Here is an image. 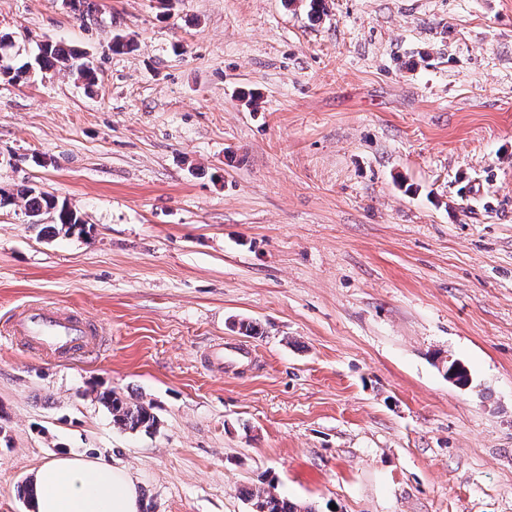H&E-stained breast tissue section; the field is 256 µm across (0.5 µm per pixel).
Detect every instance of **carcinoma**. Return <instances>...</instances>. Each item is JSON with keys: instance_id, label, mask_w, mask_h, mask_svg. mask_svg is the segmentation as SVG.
I'll return each instance as SVG.
<instances>
[{"instance_id": "cac0c4a2", "label": "carcinoma", "mask_w": 512, "mask_h": 512, "mask_svg": "<svg viewBox=\"0 0 512 512\" xmlns=\"http://www.w3.org/2000/svg\"><path fill=\"white\" fill-rule=\"evenodd\" d=\"M34 64L46 72L57 67L69 69L77 73L89 87L96 80V68L85 52L74 48L65 49L51 41L39 46ZM18 197L25 201L26 215L31 226L39 227L51 235L87 234L86 224L77 212L66 202L35 186L22 185L14 193L0 187V209L14 204ZM45 215L52 216L53 223H43ZM97 400L112 415V422L124 430L149 433L157 428L158 420L150 404L131 401L112 390L99 393ZM246 496L252 504L265 506L266 512H313L309 506L278 495L271 496L266 488L260 486L247 489Z\"/></svg>"}]
</instances>
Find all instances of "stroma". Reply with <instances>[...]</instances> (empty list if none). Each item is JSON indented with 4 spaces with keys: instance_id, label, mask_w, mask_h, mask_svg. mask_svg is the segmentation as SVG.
<instances>
[{
    "instance_id": "obj_1",
    "label": "stroma",
    "mask_w": 512,
    "mask_h": 512,
    "mask_svg": "<svg viewBox=\"0 0 512 512\" xmlns=\"http://www.w3.org/2000/svg\"><path fill=\"white\" fill-rule=\"evenodd\" d=\"M90 3L0 0L10 64L53 41L97 68L0 80V187L88 228L0 210V326L37 303L105 333L68 358L0 340V512L64 453L126 466L153 512H253L269 485L512 512V0ZM108 389L156 430L115 427ZM18 197L25 201L29 224L33 227L42 226L40 232L79 236L88 233L87 225L65 201L60 202L54 195L35 186H18L15 194L0 187V210L14 204ZM44 215H52L54 224H43Z\"/></svg>"
}]
</instances>
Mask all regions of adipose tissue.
<instances>
[{
	"mask_svg": "<svg viewBox=\"0 0 512 512\" xmlns=\"http://www.w3.org/2000/svg\"><path fill=\"white\" fill-rule=\"evenodd\" d=\"M36 512H142L136 481L118 465L61 454L35 476Z\"/></svg>",
	"mask_w": 512,
	"mask_h": 512,
	"instance_id": "1",
	"label": "adipose tissue"
}]
</instances>
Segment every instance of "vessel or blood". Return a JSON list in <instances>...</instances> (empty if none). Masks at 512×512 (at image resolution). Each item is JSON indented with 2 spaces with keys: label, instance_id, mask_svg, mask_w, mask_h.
Returning <instances> with one entry per match:
<instances>
[{
  "label": "vessel or blood",
  "instance_id": "vessel-or-blood-1",
  "mask_svg": "<svg viewBox=\"0 0 512 512\" xmlns=\"http://www.w3.org/2000/svg\"><path fill=\"white\" fill-rule=\"evenodd\" d=\"M0 336L58 354H73L101 344L100 331L80 315L42 305L17 312L10 324L0 329Z\"/></svg>",
  "mask_w": 512,
  "mask_h": 512
}]
</instances>
